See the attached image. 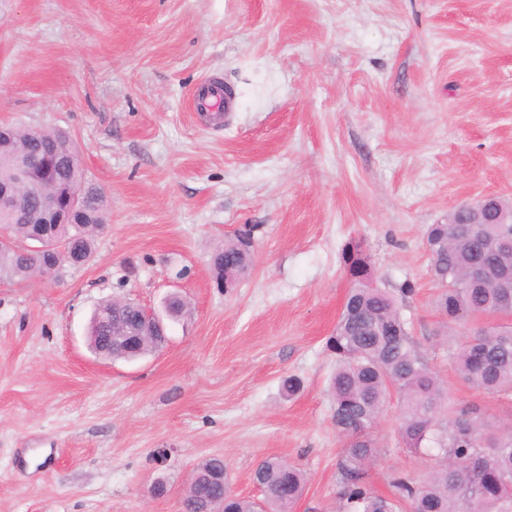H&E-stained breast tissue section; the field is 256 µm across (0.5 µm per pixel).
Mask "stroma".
Listing matches in <instances>:
<instances>
[{"instance_id":"35a3bbf8","label":"stroma","mask_w":512,"mask_h":512,"mask_svg":"<svg viewBox=\"0 0 512 512\" xmlns=\"http://www.w3.org/2000/svg\"><path fill=\"white\" fill-rule=\"evenodd\" d=\"M209 79L236 95L212 120L191 104ZM1 122L69 131L110 207L88 265L0 282V512H182L211 456L250 499L287 460L293 512H333L325 342L356 241L457 408L512 419L453 371L465 327L434 310L425 246L460 203L512 199V0H0ZM247 225L252 270L220 286L211 256ZM174 293L162 348L89 350L103 301ZM398 424L374 430L382 494L431 464Z\"/></svg>"}]
</instances>
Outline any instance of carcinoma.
Instances as JSON below:
<instances>
[{"instance_id":"1","label":"carcinoma","mask_w":512,"mask_h":512,"mask_svg":"<svg viewBox=\"0 0 512 512\" xmlns=\"http://www.w3.org/2000/svg\"><path fill=\"white\" fill-rule=\"evenodd\" d=\"M51 151L50 166L36 169L35 185L47 191L73 182L86 186V214L76 224L51 225L53 237L68 253L66 264L86 265L93 254L94 237L107 226L108 198L99 184L85 181L77 148L71 137L53 130L45 138L31 127L13 126L0 147V175L13 154L40 156ZM512 205L490 200L487 223L477 225L469 237L452 245L449 225L432 224L426 245L435 279L442 289L435 308L446 323L484 320L465 342L448 353L458 378L488 395L512 396V241H504V225L494 223L499 208ZM42 199L31 196L13 216L0 215V236L7 235L15 249L0 252V279L25 280L44 273L48 256L30 248L32 239L46 227ZM251 235L246 227L236 240L215 251L212 265L228 278L246 275L252 264L238 254L237 242ZM478 267L483 279L472 278ZM133 322L130 306L114 307L108 301L93 313L88 333L97 347L106 335L105 320ZM327 347L336 359L330 379L331 417L340 435L348 439L338 460L336 512H512V424L495 425L476 403L458 410L433 369L416 349L394 296L385 289L353 280L342 315ZM400 404V438L406 448L435 458L417 480L396 475L392 496L376 493L367 481V468L379 455L372 430L385 415L392 396ZM224 470V459L210 457L197 469L186 489L184 512H291L303 492L305 474L276 457L258 463L253 478L262 488V501L232 494L229 478L224 491L207 477Z\"/></svg>"}]
</instances>
